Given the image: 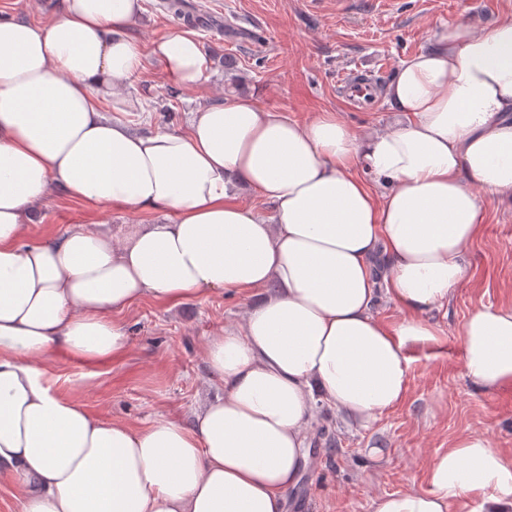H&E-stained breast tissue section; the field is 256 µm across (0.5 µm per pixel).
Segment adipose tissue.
Segmentation results:
<instances>
[{"instance_id": "1", "label": "adipose tissue", "mask_w": 512, "mask_h": 512, "mask_svg": "<svg viewBox=\"0 0 512 512\" xmlns=\"http://www.w3.org/2000/svg\"><path fill=\"white\" fill-rule=\"evenodd\" d=\"M143 10L58 0L45 22L0 19V473L20 512H285L317 405L364 423L405 399L411 349L437 340L428 311L467 281L488 201L512 200V13L436 28L384 89L394 124L362 134L335 112L301 123L250 97L196 109L183 131L133 130L123 116L142 103L118 87L146 58L186 88L212 71L188 30L142 50ZM239 185L271 213L238 202ZM57 186L169 218L24 243ZM260 290L207 339L224 395L191 423L94 418L42 364L124 353L120 314L143 298ZM382 293L398 321L374 314ZM461 339L476 389L512 387V303L476 308ZM426 478L374 512H512V454L484 434H460Z\"/></svg>"}]
</instances>
